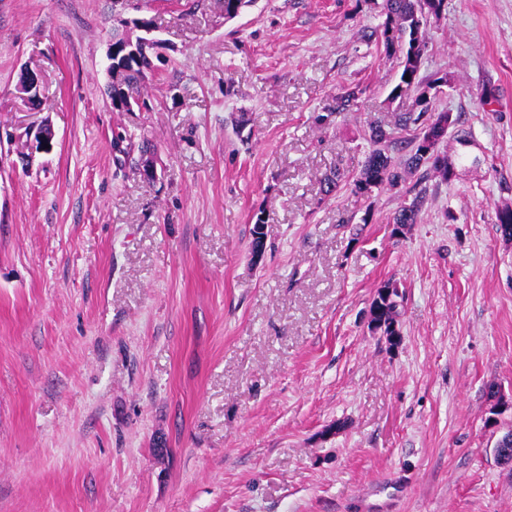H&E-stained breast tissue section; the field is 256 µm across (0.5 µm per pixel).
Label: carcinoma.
<instances>
[{
	"label": "carcinoma",
	"instance_id": "1",
	"mask_svg": "<svg viewBox=\"0 0 512 512\" xmlns=\"http://www.w3.org/2000/svg\"><path fill=\"white\" fill-rule=\"evenodd\" d=\"M443 0H383L382 12L385 16L379 28V38L386 52L399 53V74L397 82L390 93V100L410 98L408 108L392 114L394 131L405 132L409 137L400 140L392 137L380 125L371 128L370 142L372 149L365 157L359 176L348 182L351 191L359 195H369L384 187H395L402 179V173L419 174L418 181L431 176L448 180V167L451 162L448 152L436 143L431 153L425 152L423 139L427 129L437 125L439 114L432 107L426 93L433 88V83L447 82L440 77L434 82L423 83L420 77L421 58H413L405 49L412 43H419V50H426L425 32L430 20L438 17ZM128 37L114 38L112 48L116 49L117 86L112 91L117 96L112 99V107L118 112L124 111V100L129 98L147 106L142 91V79L145 71L152 68V54L156 42L138 44V56H123L124 45ZM407 150L401 164H396L392 153ZM423 197L416 194L413 199L401 205L389 219V223L407 227L416 224L420 218ZM396 287L388 282L381 286L370 304L374 313L375 326L371 331L392 342L399 335Z\"/></svg>",
	"mask_w": 512,
	"mask_h": 512
}]
</instances>
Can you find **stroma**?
I'll return each mask as SVG.
<instances>
[{
    "label": "stroma",
    "instance_id": "stroma-1",
    "mask_svg": "<svg viewBox=\"0 0 512 512\" xmlns=\"http://www.w3.org/2000/svg\"><path fill=\"white\" fill-rule=\"evenodd\" d=\"M139 13L163 61L150 109L116 112L108 54ZM383 20L382 0L230 21L224 0H0V512H512V0H444L427 27L453 177L328 195L395 110ZM41 120L55 148L22 168L14 134ZM388 282L393 346L368 327ZM21 74L23 77L19 81V97L30 110H38L41 104V83L39 78L27 67L22 70ZM423 205V197L418 192L409 203L401 205L389 219L390 224L402 226L405 229L410 224L418 223Z\"/></svg>",
    "mask_w": 512,
    "mask_h": 512
}]
</instances>
